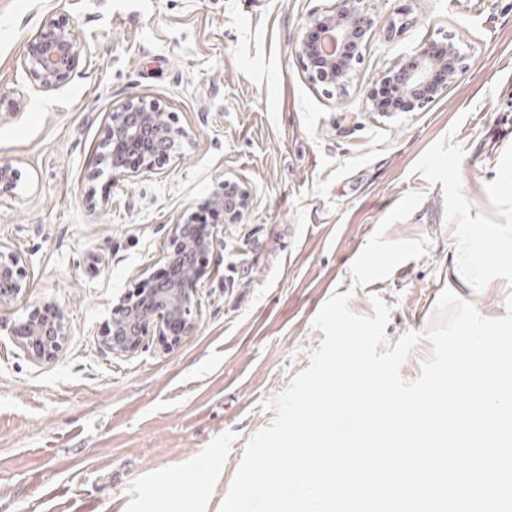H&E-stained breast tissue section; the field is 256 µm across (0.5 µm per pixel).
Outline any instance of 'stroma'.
Instances as JSON below:
<instances>
[{"label":"stroma","mask_w":512,"mask_h":512,"mask_svg":"<svg viewBox=\"0 0 512 512\" xmlns=\"http://www.w3.org/2000/svg\"><path fill=\"white\" fill-rule=\"evenodd\" d=\"M336 0H0V243L22 292L0 304V512H219L263 409L306 369L331 294L392 312L390 342L446 322L451 290L505 316L487 281L456 284L458 239L512 224V0H366L377 26L349 85H314L294 55L308 17ZM73 26L78 64L40 91L22 64L47 19ZM464 69L411 112H371L368 91L425 44ZM143 97L190 135L182 157L117 180L97 158L113 111ZM231 178L253 189L242 226L216 224L199 266L197 328L131 356L100 336L112 301L165 263L174 224ZM51 306L66 342L39 363L7 327Z\"/></svg>","instance_id":"stroma-1"}]
</instances>
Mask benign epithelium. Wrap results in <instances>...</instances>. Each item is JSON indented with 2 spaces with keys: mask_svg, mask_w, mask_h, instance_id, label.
Listing matches in <instances>:
<instances>
[{
  "mask_svg": "<svg viewBox=\"0 0 512 512\" xmlns=\"http://www.w3.org/2000/svg\"><path fill=\"white\" fill-rule=\"evenodd\" d=\"M319 30V39L303 36L295 45V55L306 66L314 84L346 85L367 47L376 20L365 0H338L331 10L309 16L306 28ZM79 47L74 30L49 19L29 45L24 66L43 91L64 84L77 66ZM462 72V58L456 47L432 44L420 48L409 65L388 69L381 80L399 86L410 97L408 109L422 108L448 89ZM189 133L172 124L169 113L141 98L130 99L120 111L111 114L104 128L105 151L100 153L102 169L117 179L127 174L126 158L137 157L138 168L153 171L179 158ZM212 209L224 214V223L240 224L252 204V190L231 179L224 180L208 200ZM211 231H198L192 215L182 217L170 239L167 264L171 276L164 282L145 278L132 293L112 302V323L101 344L112 354L129 356L138 352L143 337L157 333L163 349L179 346L196 329L197 300L193 284L198 276L197 262L214 249ZM24 287L20 254L0 244V303L18 296ZM10 335L37 362H50L62 349L68 336L64 317L54 310L34 314L13 325Z\"/></svg>",
  "mask_w": 512,
  "mask_h": 512,
  "instance_id": "7a95c632",
  "label": "benign epithelium"
}]
</instances>
